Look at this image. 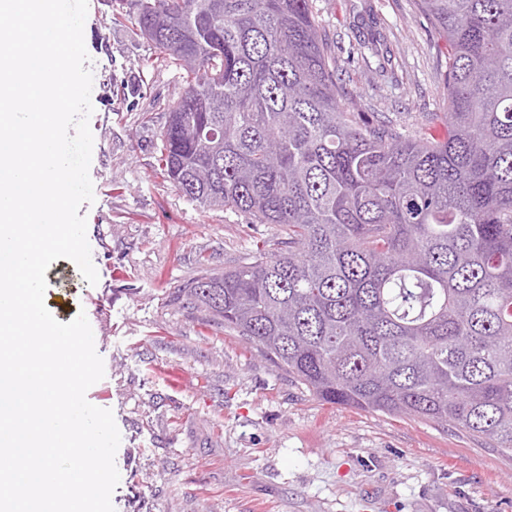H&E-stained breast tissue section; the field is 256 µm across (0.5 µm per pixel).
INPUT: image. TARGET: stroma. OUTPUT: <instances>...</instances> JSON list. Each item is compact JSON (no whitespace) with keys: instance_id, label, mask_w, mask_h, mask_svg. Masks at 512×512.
I'll return each mask as SVG.
<instances>
[{"instance_id":"1","label":"stroma","mask_w":512,"mask_h":512,"mask_svg":"<svg viewBox=\"0 0 512 512\" xmlns=\"http://www.w3.org/2000/svg\"><path fill=\"white\" fill-rule=\"evenodd\" d=\"M336 78L370 122L446 137L447 49L414 0H314ZM133 0H89L85 46L99 100L83 204L99 281L60 258L53 316L86 314L105 376L87 400L121 435L115 512H512V455L449 424L328 404L206 318L184 290L285 233L183 196L160 162L184 70L132 31ZM379 39L392 65L353 47ZM180 384L166 383L165 373Z\"/></svg>"}]
</instances>
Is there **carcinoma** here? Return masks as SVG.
I'll use <instances>...</instances> for the list:
<instances>
[{"label": "carcinoma", "mask_w": 512, "mask_h": 512, "mask_svg": "<svg viewBox=\"0 0 512 512\" xmlns=\"http://www.w3.org/2000/svg\"><path fill=\"white\" fill-rule=\"evenodd\" d=\"M448 48V137L367 121L313 0H137L193 74L161 162L190 200L287 230L187 293L319 399L512 453V0H415Z\"/></svg>", "instance_id": "cac0c4a2"}]
</instances>
